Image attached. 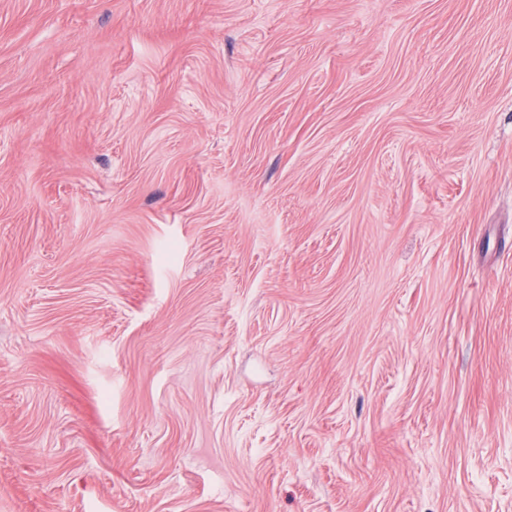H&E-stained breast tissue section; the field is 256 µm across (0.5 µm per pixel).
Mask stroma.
Wrapping results in <instances>:
<instances>
[{"instance_id": "obj_1", "label": "stroma", "mask_w": 512, "mask_h": 512, "mask_svg": "<svg viewBox=\"0 0 512 512\" xmlns=\"http://www.w3.org/2000/svg\"><path fill=\"white\" fill-rule=\"evenodd\" d=\"M0 512H512V0H0Z\"/></svg>"}]
</instances>
